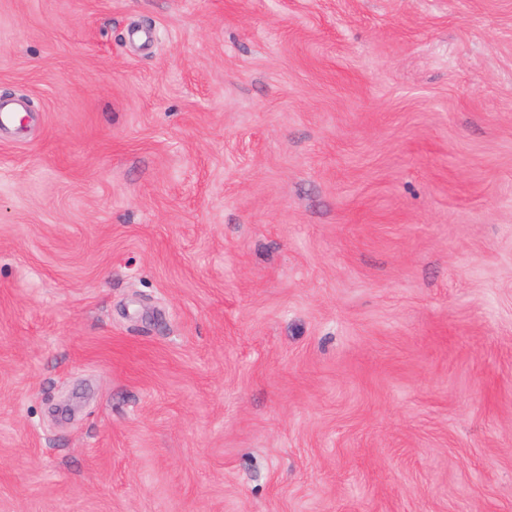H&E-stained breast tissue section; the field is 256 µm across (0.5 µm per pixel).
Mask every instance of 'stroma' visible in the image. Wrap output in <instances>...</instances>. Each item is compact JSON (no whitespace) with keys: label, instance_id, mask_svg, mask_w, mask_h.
Instances as JSON below:
<instances>
[{"label":"stroma","instance_id":"obj_1","mask_svg":"<svg viewBox=\"0 0 512 512\" xmlns=\"http://www.w3.org/2000/svg\"><path fill=\"white\" fill-rule=\"evenodd\" d=\"M0 512H512V0H0Z\"/></svg>","mask_w":512,"mask_h":512}]
</instances>
